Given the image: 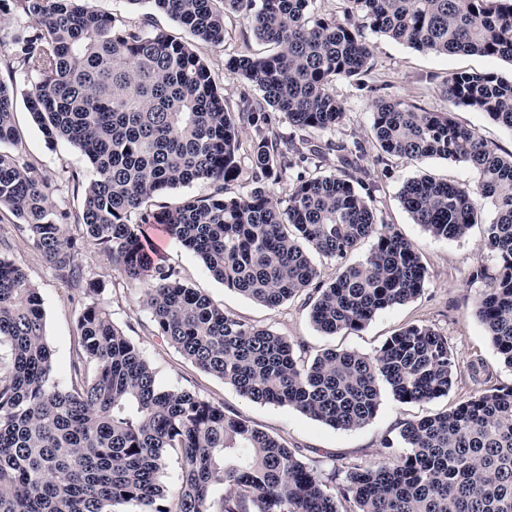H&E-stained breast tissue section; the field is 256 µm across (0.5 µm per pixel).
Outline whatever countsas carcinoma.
<instances>
[{
  "label": "carcinoma",
  "mask_w": 512,
  "mask_h": 512,
  "mask_svg": "<svg viewBox=\"0 0 512 512\" xmlns=\"http://www.w3.org/2000/svg\"><path fill=\"white\" fill-rule=\"evenodd\" d=\"M168 14L196 39L225 41L224 8L246 19L268 54L230 52L225 73L242 90L224 98L207 64L162 31L147 32L90 9L85 0H11L29 29L11 40L10 63L39 81L26 107L42 133L78 147L94 170L76 213L80 234L54 210L37 165L0 149V209L55 275L90 299L76 326L70 380L57 381L43 302L24 269L0 258V512H512V384H493L450 410L402 425L375 462L325 474L280 437L185 390L161 391L139 349L100 302L78 255L107 254L118 273L146 284L152 334L243 397L288 405L336 430L367 424L380 405L378 381L402 403L448 395L458 363L448 338L427 325L400 329L375 353L326 350L259 328L186 285L154 261L144 224H161L211 275L268 308L299 299L325 334L358 331L381 311L421 294L428 272L415 245L378 217L371 170L355 141L315 143L280 131L332 132L344 103L332 91L371 69L365 29L434 54H477L512 64V0H347L343 18L314 0H128ZM258 90L256 96L252 90ZM444 92L512 131V79L454 72ZM380 153L465 162L471 186L428 175L406 180L400 202L435 239L459 240L481 223V249L497 260L475 315L512 369V153L499 152L449 112L406 99L375 105ZM13 100L0 82V146L14 145ZM278 198L270 186L295 168ZM250 172V188L224 184ZM207 181L214 190L170 208L147 204ZM364 261L347 264L364 240ZM336 262L325 281L312 255ZM175 488L160 476L170 454ZM225 491L217 494L215 483Z\"/></svg>",
  "instance_id": "obj_1"
}]
</instances>
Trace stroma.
<instances>
[{
  "label": "stroma",
  "mask_w": 512,
  "mask_h": 512,
  "mask_svg": "<svg viewBox=\"0 0 512 512\" xmlns=\"http://www.w3.org/2000/svg\"><path fill=\"white\" fill-rule=\"evenodd\" d=\"M87 4L99 13L129 23L137 24L143 17H150L153 29L190 41L193 51L209 66L225 98L231 100L237 98L241 86L224 71L226 53L267 54L271 51L270 46L254 37L249 25L236 13L225 16V41L214 45L190 39L187 31L170 16L144 4L133 5L129 0H87ZM366 39L372 47V68L364 76L363 86L348 81L335 83L334 92L345 104L347 119L343 126L329 133L328 138L336 143L357 140L364 146L372 161L370 191L376 212L416 245L428 270L423 292L406 304L379 313L362 330L327 335L313 327L307 309L300 302L290 301L270 309L224 288L197 257L175 240H167L160 260L174 267L190 287L206 294L225 310L252 324L302 341L311 357L327 349L370 354L387 337L405 326H432L447 336L459 364L456 382L448 396L427 402L401 403L389 388H382L375 417L352 431L333 429L288 406L250 401L233 386L184 359L162 337L150 333L151 316L143 303L141 286L118 274L103 252L89 248L78 257L89 278L102 283L99 301L115 325L150 363L160 389L187 390L223 404L226 412L237 414L251 425L284 438L289 447L298 450L304 458L316 461L325 471L347 462L377 460L383 453V440L397 437L404 422L443 412L484 389L486 382H512V369L503 364L474 314L475 299L486 283L473 279L472 273L477 266L490 268L494 265L493 258L480 250L483 227L493 222L494 209L485 207L481 224L474 226L468 237L438 240L413 223L398 197L400 186L406 179L428 174L439 180L469 185L475 179L473 170L465 163L438 158L410 161L392 157L379 164L375 161L377 150L370 137V114L374 103L382 99L406 98L429 112L452 113L459 124L475 129L489 144L512 151L511 131L483 113L454 106L441 91V83L450 73L492 72L507 78L512 76V64L481 55L422 53L372 32L367 33ZM10 53V46H0V82L9 88L13 97L15 122L20 134L12 151L21 160L33 162L41 169L57 210L76 213L83 197L75 191L70 177L75 174L79 177L78 182L88 183L94 175L93 169L86 157L66 140L51 142L44 137L24 102L35 78L20 70L8 72L6 60ZM17 224L18 219L11 212L0 210V257L21 266L38 286L43 298L47 341L54 352L56 377L64 385L69 379L75 324L83 301L68 284L54 275L41 253L21 234Z\"/></svg>",
  "instance_id": "obj_1"
}]
</instances>
